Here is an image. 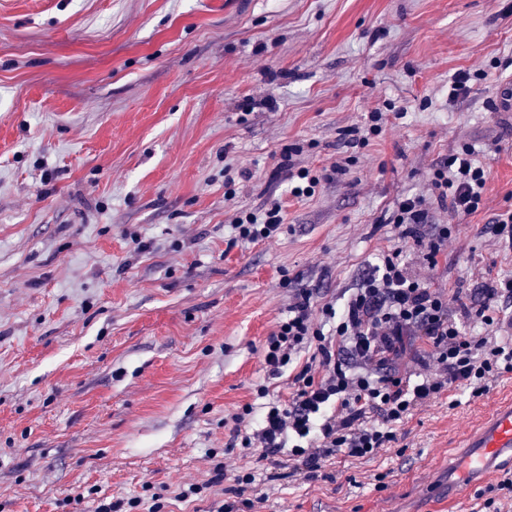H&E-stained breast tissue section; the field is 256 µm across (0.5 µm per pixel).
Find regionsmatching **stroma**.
I'll return each instance as SVG.
<instances>
[{"label": "stroma", "mask_w": 512, "mask_h": 512, "mask_svg": "<svg viewBox=\"0 0 512 512\" xmlns=\"http://www.w3.org/2000/svg\"><path fill=\"white\" fill-rule=\"evenodd\" d=\"M461 70L488 77L453 100ZM509 82L512 0H0V512H67L92 485L210 512L178 487L213 453L262 470L226 423L261 383L289 397L266 336L298 289L337 299L383 251L415 254L391 222L404 198L453 227L421 278L467 295L512 277L490 229L512 212V114L492 107ZM375 110L382 135L347 148ZM293 144L298 167L353 162L297 199ZM467 144L489 176L455 215L430 178ZM273 198L284 233L229 246L237 211ZM508 390L434 400L396 447L277 481L257 512H421L459 423Z\"/></svg>", "instance_id": "stroma-1"}]
</instances>
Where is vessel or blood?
Wrapping results in <instances>:
<instances>
[{
	"label": "vessel or blood",
	"mask_w": 512,
	"mask_h": 512,
	"mask_svg": "<svg viewBox=\"0 0 512 512\" xmlns=\"http://www.w3.org/2000/svg\"><path fill=\"white\" fill-rule=\"evenodd\" d=\"M465 435V450L448 467V512H458L472 484L492 478L503 457L512 456V399L499 403Z\"/></svg>",
	"instance_id": "b4317fda"
}]
</instances>
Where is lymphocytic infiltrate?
Returning a JSON list of instances; mask_svg holds the SVG:
<instances>
[{"mask_svg":"<svg viewBox=\"0 0 512 512\" xmlns=\"http://www.w3.org/2000/svg\"><path fill=\"white\" fill-rule=\"evenodd\" d=\"M487 181L473 147L466 146L437 168L433 194L452 213L478 211ZM394 225L401 240H412L420 259L436 267L448 243L444 224H429L417 198H405ZM233 242L258 243L283 229L282 207L271 201L259 213L242 211L231 224ZM512 300V278L493 280L469 299L434 288L411 271L401 248L382 253L368 266L357 288L342 304L317 299L299 289L287 317L267 336L263 362L269 378L287 377L288 401H268L269 389L257 394L266 405L258 428L245 429L253 412L244 405L233 415L232 441L259 451L270 468L280 454L294 465L291 476L326 479L328 462L337 458H372L398 441L399 427L418 408L463 389L479 398L504 374H512V338L483 335L498 321L501 301ZM419 343L420 365L401 374L397 362L409 342ZM209 482L180 488V499H204L213 486L226 484L228 497L216 512H254L245 492L256 482L251 471H232L214 462ZM92 502L93 512H164L161 494L128 501L98 496L90 487L70 502Z\"/></svg>","mask_w":512,"mask_h":512,"instance_id":"obj_1","label":"lymphocytic infiltrate"}]
</instances>
